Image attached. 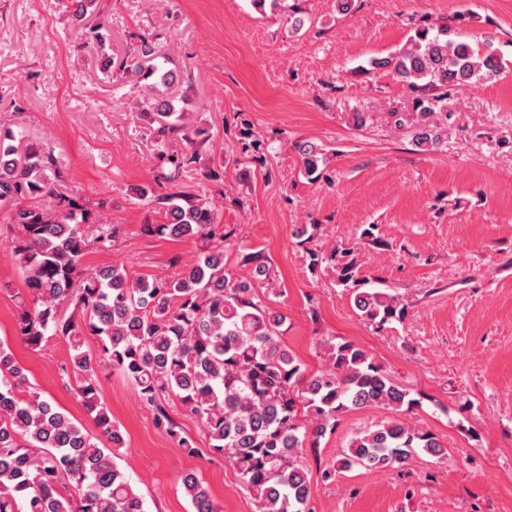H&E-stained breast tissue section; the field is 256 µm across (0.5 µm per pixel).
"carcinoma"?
I'll use <instances>...</instances> for the list:
<instances>
[{"mask_svg": "<svg viewBox=\"0 0 512 512\" xmlns=\"http://www.w3.org/2000/svg\"><path fill=\"white\" fill-rule=\"evenodd\" d=\"M251 2L262 13L286 8L285 0ZM286 9L290 27L302 29L301 8ZM96 10L97 0H72L77 35ZM90 30L100 70L107 73L114 66L106 51L110 33L102 21ZM450 33L444 24L420 27L398 52L370 60L365 72L382 70L405 85L413 111L428 116L448 98V90L469 87L501 69L499 57ZM169 63L157 55L155 42L144 39L119 69L144 81L136 116L156 143L182 140L201 147L210 140L209 131L176 106L171 88L179 74ZM441 140V127L417 126L416 146L433 147ZM296 150L304 174L320 175L326 164L321 148L305 142ZM194 157L161 153L170 169L137 194L155 202L164 217L147 225L148 232L194 238L200 250L171 279L134 278L123 265L83 266L87 250L111 247L120 226L91 219L55 187L56 159L49 149L25 144L19 133L0 126V208L12 209L11 223L19 229L13 251L33 301L31 307L20 303L18 335L33 350L50 336L64 339L70 361L62 372L74 380L75 395L98 428L90 434L42 398L11 350L0 344V512H146L144 499L115 461L126 440L101 400L103 366L131 382L156 424L193 454V442L178 435L162 403L165 394L178 397L202 423L210 452L242 475L260 512H312L310 471L298 460L299 450L309 440L318 444L339 416L371 406L409 414L418 405L352 342L325 343V367L308 373L282 340L287 316L264 300L269 266L261 253L245 255L248 269L242 274L226 269L224 249L233 231L220 224L209 200L179 190ZM358 247L354 242L328 252L310 248L309 267L324 261L336 267L338 281L350 288L351 302L366 321L380 328L403 321L405 303L367 287L369 279L354 256ZM86 335L100 338L104 361L82 350ZM417 452L443 459L448 448L429 430L388 421L353 437L324 477L355 467L399 469ZM182 487L193 512H219L197 477L184 475ZM71 488L77 496L68 494Z\"/></svg>", "mask_w": 512, "mask_h": 512, "instance_id": "carcinoma-1", "label": "carcinoma"}]
</instances>
